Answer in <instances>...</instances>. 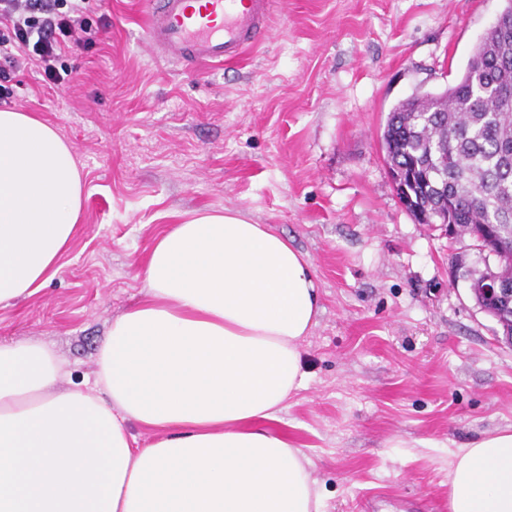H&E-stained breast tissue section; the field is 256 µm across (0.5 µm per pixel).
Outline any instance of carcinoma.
<instances>
[{
    "mask_svg": "<svg viewBox=\"0 0 512 512\" xmlns=\"http://www.w3.org/2000/svg\"><path fill=\"white\" fill-rule=\"evenodd\" d=\"M386 164L404 173L421 224L456 234L496 227L512 271V0L476 44L461 76L441 93L399 102L383 134Z\"/></svg>",
    "mask_w": 512,
    "mask_h": 512,
    "instance_id": "1",
    "label": "carcinoma"
}]
</instances>
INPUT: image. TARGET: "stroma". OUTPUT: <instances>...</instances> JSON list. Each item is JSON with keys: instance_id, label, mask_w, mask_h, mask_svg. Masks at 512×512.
Wrapping results in <instances>:
<instances>
[{"instance_id": "obj_1", "label": "stroma", "mask_w": 512, "mask_h": 512, "mask_svg": "<svg viewBox=\"0 0 512 512\" xmlns=\"http://www.w3.org/2000/svg\"><path fill=\"white\" fill-rule=\"evenodd\" d=\"M504 0H274L270 32L232 64L182 70L142 34L146 0H93L90 41L47 86L8 82L10 108L76 156L79 230L60 269L0 305V341H40L59 387L85 386L113 320L143 297L155 241L185 214L238 210L313 264L320 314L307 382L281 430L311 459L324 512H406L448 498L450 450L512 428V347L477 306L486 265L401 205L385 164L389 112L463 72Z\"/></svg>"}]
</instances>
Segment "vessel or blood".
<instances>
[{
	"instance_id": "vessel-or-blood-1",
	"label": "vessel or blood",
	"mask_w": 512,
	"mask_h": 512,
	"mask_svg": "<svg viewBox=\"0 0 512 512\" xmlns=\"http://www.w3.org/2000/svg\"><path fill=\"white\" fill-rule=\"evenodd\" d=\"M272 0H148L146 40L183 67L238 60L269 23Z\"/></svg>"
}]
</instances>
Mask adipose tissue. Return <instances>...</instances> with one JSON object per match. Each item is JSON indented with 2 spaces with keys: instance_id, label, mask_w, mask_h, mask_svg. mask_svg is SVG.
I'll use <instances>...</instances> for the list:
<instances>
[{
  "instance_id": "1",
  "label": "adipose tissue",
  "mask_w": 512,
  "mask_h": 512,
  "mask_svg": "<svg viewBox=\"0 0 512 512\" xmlns=\"http://www.w3.org/2000/svg\"><path fill=\"white\" fill-rule=\"evenodd\" d=\"M82 196L56 131L0 110V304L56 275ZM143 292L90 388H58L47 346L0 342V512H324L311 460L278 428L320 310L308 257L240 212H198L157 239ZM451 457L450 512H512V429Z\"/></svg>"
}]
</instances>
